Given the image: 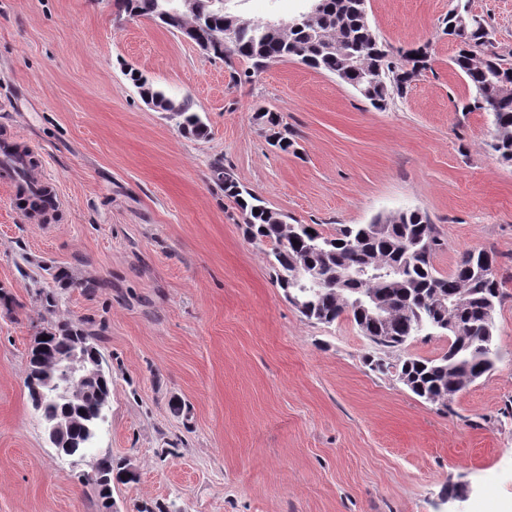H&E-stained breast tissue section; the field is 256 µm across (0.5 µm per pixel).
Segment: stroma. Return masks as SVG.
<instances>
[{
	"mask_svg": "<svg viewBox=\"0 0 512 512\" xmlns=\"http://www.w3.org/2000/svg\"><path fill=\"white\" fill-rule=\"evenodd\" d=\"M302 5L226 7L265 21ZM453 5L366 0L383 43L431 52L379 110L297 60L238 80L247 62L148 18L116 25L114 0H0V143L42 154L62 196L30 218L0 185V291L13 300L0 307V512H101L89 457L57 453L24 384L33 336L64 320L92 332L112 379L91 452L137 476L113 485L117 512H512V165L489 148L491 115L463 109L471 90L442 25ZM470 6L512 61V0ZM130 68L190 97L207 135L186 136L145 104ZM261 107L282 115L292 149L272 145ZM217 158L324 235L417 210L443 242L441 274L465 251L496 254L494 369L432 405L393 365L441 356L447 337L385 354L349 316L305 318L275 281L272 243L247 236L214 182Z\"/></svg>",
	"mask_w": 512,
	"mask_h": 512,
	"instance_id": "1",
	"label": "stroma"
}]
</instances>
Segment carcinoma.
<instances>
[{
  "instance_id": "obj_1",
  "label": "carcinoma",
  "mask_w": 512,
  "mask_h": 512,
  "mask_svg": "<svg viewBox=\"0 0 512 512\" xmlns=\"http://www.w3.org/2000/svg\"><path fill=\"white\" fill-rule=\"evenodd\" d=\"M225 3L199 0L195 13L182 11L177 0H117L116 6L120 17L150 18L190 40L197 27L206 26L217 36L209 55L218 59L233 55L250 63L251 69L243 72L246 78L271 63L298 59L309 68L336 76L380 110L394 96L404 95L411 82L430 68L427 45L397 57L388 50L367 20L366 0H322V9L316 13L312 12L316 5L313 0L296 14L297 26L284 35L270 34L264 21L240 20L226 11ZM469 7L470 0H456L443 19L444 34L459 39L453 65L472 89L463 111L492 115L495 134L490 148L500 162L511 165L512 63L491 50V31L485 19H479L465 34L458 31L460 18ZM126 75L139 93L172 113L182 133L195 138L207 135V124L193 111L189 97H174L136 70L130 69ZM257 114L268 127L273 145L288 151L293 146L292 132L281 116L267 109H259ZM211 171L224 196L248 219L247 236L273 243L271 266L280 288H292L293 273L299 265L319 269L321 285L301 310L307 319L329 324L347 314L359 326L356 302L376 298L389 308L394 335L374 336L370 341L379 348L401 350L404 338L420 335L434 295L464 299L461 306L450 305L443 311L444 319L454 325L448 351L435 359L409 355L393 365L415 396L436 404L494 368L499 357L494 332L501 282L496 277L493 253L466 251L454 270L442 276L432 265V255L439 246L436 227L418 211L378 215L369 224H345L333 237L317 230L311 234L307 232L311 225L286 222V216L243 190L223 160H215ZM357 266L371 269L374 275L358 281L347 279V271ZM90 339L87 329L71 322L40 331L33 339L26 377L36 373L41 381L55 378L57 365L71 356L78 344L85 346L89 359H97L98 350ZM111 384L112 379L106 376L92 389L32 401L61 453L84 456L90 451L99 400L110 396ZM92 464L91 482L101 507L110 512L112 483L131 480L134 473L109 455L94 458Z\"/></svg>"
}]
</instances>
